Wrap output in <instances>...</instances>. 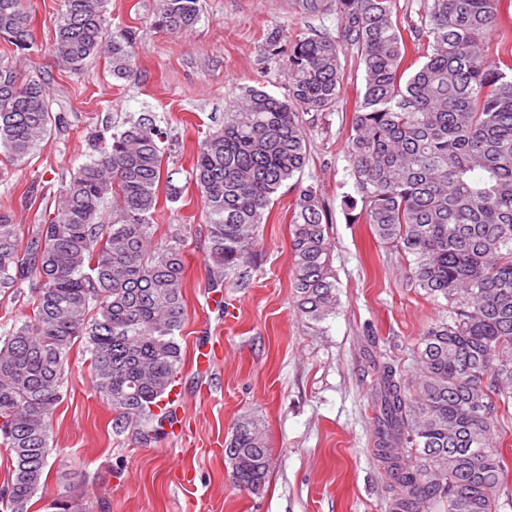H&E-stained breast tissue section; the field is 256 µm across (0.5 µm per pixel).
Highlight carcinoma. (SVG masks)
<instances>
[{"instance_id":"obj_1","label":"carcinoma","mask_w":512,"mask_h":512,"mask_svg":"<svg viewBox=\"0 0 512 512\" xmlns=\"http://www.w3.org/2000/svg\"><path fill=\"white\" fill-rule=\"evenodd\" d=\"M108 0H64L53 52L79 72L98 54L112 77L138 61L136 32L109 29ZM308 18L336 14L337 36L314 29L288 47L271 31L267 58L288 72L284 98L253 87L225 105L224 125L198 144L191 180L208 219L209 287L249 285L254 246L278 190L307 161L303 115L330 112L343 89L342 47L364 66L348 149L355 195L349 220L409 258L408 280L446 301L413 350L415 375L373 352L374 455L395 480L388 512H499L506 479L493 435L512 400V0H421L406 24L395 0H297ZM200 0H158L155 23L192 30ZM0 38L34 48L24 0H0ZM45 77L0 65V148L20 162L65 117ZM145 112L90 139L89 160L64 182L57 213L25 238L0 211V292L28 289L32 315L0 331V445L7 479L0 508L29 512L46 483L51 420L70 351L81 341L112 429L150 443L174 423L161 407L183 362L186 316L182 235L153 246L169 146ZM290 261L296 307L315 324L336 309L326 212L312 185L294 183ZM224 454L236 487L265 486L264 432L242 418Z\"/></svg>"}]
</instances>
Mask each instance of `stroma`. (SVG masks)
Instances as JSON below:
<instances>
[{
	"mask_svg": "<svg viewBox=\"0 0 512 512\" xmlns=\"http://www.w3.org/2000/svg\"><path fill=\"white\" fill-rule=\"evenodd\" d=\"M25 4L35 46L22 60L0 39V64L50 76L52 110L68 124L21 162L0 155V210L25 231L43 223L70 172L86 161L88 134L153 112L181 143L164 164L176 170L182 194L160 201L156 239L183 224L190 229L176 424L148 445L132 432L115 433L89 354L75 345L53 415L46 486L30 512H51L50 501L67 488L82 512H387L390 479L372 454L368 355L380 347L413 371V346L442 309L409 286L407 260L378 244L367 225L351 223L342 205L354 191L347 138L363 87L356 54H340L344 86L335 110L304 117L308 162L301 178L326 210L337 286L336 312L320 326L301 317L292 294L291 189H279L260 229L249 287L228 281L215 292L207 286L206 218L189 179L199 140L223 125L224 106L240 87L286 95L282 65L263 54L267 31L291 42L312 26L336 32L335 17L307 19L295 0H201L200 22L173 34L155 24L157 0H110L111 25L134 28L140 46L133 74L116 80L99 57L77 73L58 66L52 44L63 0ZM244 416L264 427L271 457L269 478L256 492L233 485L224 457Z\"/></svg>",
	"mask_w": 512,
	"mask_h": 512,
	"instance_id": "35a3bbf8",
	"label": "stroma"
}]
</instances>
